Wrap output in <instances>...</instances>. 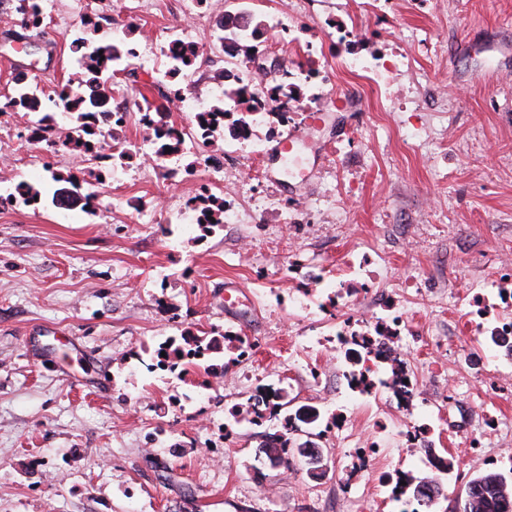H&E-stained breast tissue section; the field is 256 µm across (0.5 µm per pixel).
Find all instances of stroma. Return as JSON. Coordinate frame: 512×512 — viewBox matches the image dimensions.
I'll return each instance as SVG.
<instances>
[{"mask_svg": "<svg viewBox=\"0 0 512 512\" xmlns=\"http://www.w3.org/2000/svg\"><path fill=\"white\" fill-rule=\"evenodd\" d=\"M113 25L134 18L131 40L154 67L130 66L121 94L167 106L190 123L157 80L158 39L186 0H114ZM77 0H47L48 23L27 50L0 26V105L23 72L33 85L67 84L71 36L56 18ZM228 8L292 21L268 54L301 65L314 48L326 83L294 104L289 126L262 124L249 139L206 149L224 169L170 179L129 168L97 185L94 212L31 207L0 187V512H400L379 488V468L432 478L452 460L431 512H451L472 476L486 471L464 445L479 415L501 419L512 449V392L490 390L467 364L466 335H448L458 297L490 289L512 259V0H227ZM396 68L349 71L348 56ZM41 113L0 117V162L17 181L57 188L53 174L87 163L30 137ZM302 129L287 159L270 150ZM213 184L239 222L213 232L171 223L182 198ZM136 201L130 209L128 201ZM382 281L390 302L418 289L399 350L423 370L433 453L393 451L354 467L355 439L378 438L373 416L388 403L351 392L337 367L336 284ZM244 339L208 377L158 364L156 352L186 334ZM459 371H449V363ZM285 388V413L317 407L313 439L324 468L297 457L270 466L261 447L280 420L235 422L260 386Z\"/></svg>", "mask_w": 512, "mask_h": 512, "instance_id": "stroma-1", "label": "stroma"}]
</instances>
